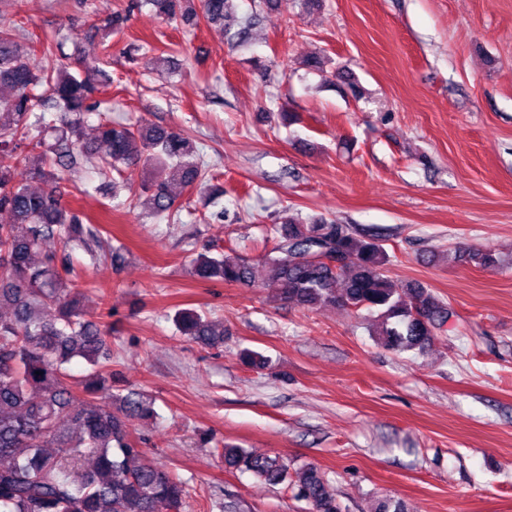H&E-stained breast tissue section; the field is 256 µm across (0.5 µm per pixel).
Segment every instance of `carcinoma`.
<instances>
[{
    "label": "carcinoma",
    "mask_w": 512,
    "mask_h": 512,
    "mask_svg": "<svg viewBox=\"0 0 512 512\" xmlns=\"http://www.w3.org/2000/svg\"><path fill=\"white\" fill-rule=\"evenodd\" d=\"M165 22L192 32L200 21L247 39L234 0H129L97 29L120 30L139 3ZM19 28L0 17V512H183L186 490L170 471L148 462L129 439L131 420L154 414L153 404L132 390L112 393V357L106 337L111 326L85 319L59 269L57 253L98 242L83 217L70 209L62 173L93 162L99 174L123 176L133 191L135 177L151 214L168 217L176 203L172 185L207 190V167L193 143L175 129L145 120L98 125L91 144L82 142L84 119L100 111L96 66L79 51L67 54L51 39L20 47ZM58 55L53 67L42 58ZM54 133L48 143L45 135ZM277 243L262 256L266 278L280 299L302 308L338 305L376 314L377 341L396 352L422 351L447 322L444 304L417 283L395 288L387 275L390 257L374 236L356 237L349 224H299L287 217L273 227ZM57 250L43 252L47 243ZM190 274L201 281L253 286V265L238 255L200 253ZM181 335L207 347L224 344V334L197 312L180 311ZM80 358L92 367L82 379L67 365ZM224 466L244 468L269 484L291 481L310 512H342L336 490L314 465L292 467L280 456L255 455L226 444Z\"/></svg>",
    "instance_id": "carcinoma-1"
}]
</instances>
